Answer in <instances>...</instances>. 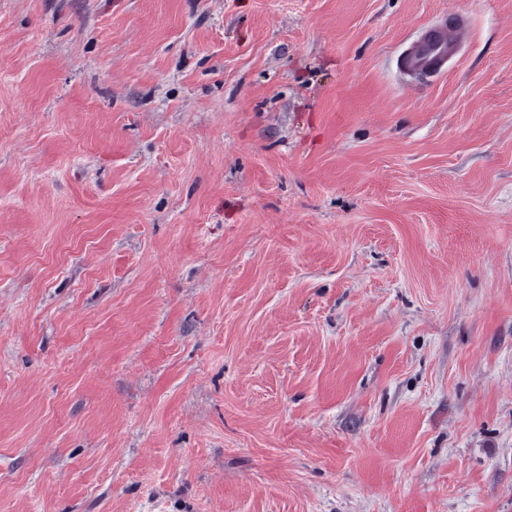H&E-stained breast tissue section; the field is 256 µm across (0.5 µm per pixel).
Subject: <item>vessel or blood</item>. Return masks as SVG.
<instances>
[{
	"label": "vessel or blood",
	"instance_id": "1",
	"mask_svg": "<svg viewBox=\"0 0 512 512\" xmlns=\"http://www.w3.org/2000/svg\"><path fill=\"white\" fill-rule=\"evenodd\" d=\"M452 24L437 20L412 32L387 61L388 70L397 81L416 75L436 76L454 63L466 45L468 12L451 10Z\"/></svg>",
	"mask_w": 512,
	"mask_h": 512
}]
</instances>
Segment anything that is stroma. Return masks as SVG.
Masks as SVG:
<instances>
[{"instance_id": "obj_1", "label": "stroma", "mask_w": 512, "mask_h": 512, "mask_svg": "<svg viewBox=\"0 0 512 512\" xmlns=\"http://www.w3.org/2000/svg\"><path fill=\"white\" fill-rule=\"evenodd\" d=\"M0 512H512V0H0ZM468 13L454 9L448 11V17L456 19L454 24L446 26L443 20H435L422 30H414L388 59L389 72L404 83L414 75L436 76L448 71L466 45Z\"/></svg>"}]
</instances>
